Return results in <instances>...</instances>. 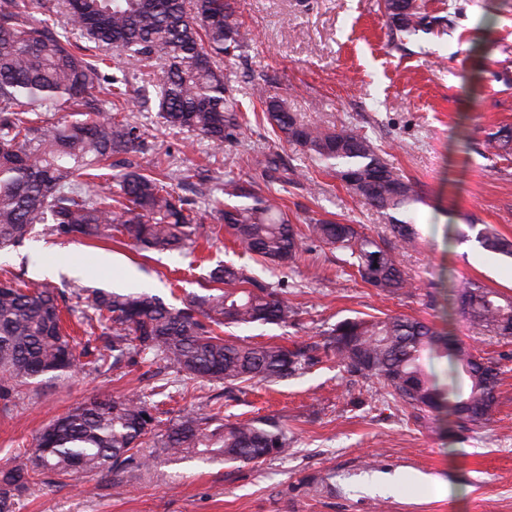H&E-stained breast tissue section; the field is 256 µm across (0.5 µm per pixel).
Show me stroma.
<instances>
[{
  "label": "stroma",
  "mask_w": 512,
  "mask_h": 512,
  "mask_svg": "<svg viewBox=\"0 0 512 512\" xmlns=\"http://www.w3.org/2000/svg\"><path fill=\"white\" fill-rule=\"evenodd\" d=\"M421 2L445 25L396 47L381 0H234L253 37L227 69L247 114L238 143L216 148L191 131L161 128L156 110L139 108L134 119L150 148L140 161L169 154L181 174L175 190L189 199L201 176L217 188L228 172L260 180L246 155L278 152L301 173L272 186L296 229L313 217L329 219L360 225L389 245V217L279 141L252 100L261 89L286 98L305 123L360 130L417 192V203L398 214L416 232L398 255L416 289L378 293L342 251L308 241L287 278L297 321L227 333L294 349L346 318L420 319L500 369L490 423L414 411L384 394L376 379L323 353L271 386L178 380L164 404L168 418L184 409L217 414L223 424L273 417L288 429V455L251 464H170L147 447L151 470L127 472L116 483L103 474L75 487L36 485L22 495L20 512H512V336L476 335L458 301L473 280L512 295V257L476 240L478 228L491 224L512 241V150L486 146L491 133L512 129V0ZM225 262L273 278L223 231L192 258L113 241L38 238L0 254V277L44 280L64 294L77 287L147 290L178 307L202 293L208 272ZM159 383L141 364L119 380L80 372L29 386L22 399L0 403V466L18 464L17 447L31 446L44 425L88 398L147 395Z\"/></svg>",
  "instance_id": "obj_1"
}]
</instances>
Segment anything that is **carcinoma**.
Returning a JSON list of instances; mask_svg holds the SVG:
<instances>
[{"instance_id":"cac0c4a2","label":"carcinoma","mask_w":512,"mask_h":512,"mask_svg":"<svg viewBox=\"0 0 512 512\" xmlns=\"http://www.w3.org/2000/svg\"><path fill=\"white\" fill-rule=\"evenodd\" d=\"M31 0H0V251L38 233L61 238L127 239L157 252L189 250L209 238L192 210L175 197L173 173L157 156L152 169L132 160L145 138L133 120L129 75L152 88L162 126L188 129L217 148L238 139L241 110L224 64L240 57L249 39L233 0H65L71 29L94 43L61 40L53 26L34 20ZM392 38L442 25L427 20L417 0H385ZM112 62L108 82L101 66ZM261 112L279 139L302 148L334 173L365 205L389 215L417 200L410 181L358 131L303 123L288 102L257 92ZM67 112L69 116L56 118ZM264 174L288 173L282 157L262 153ZM224 195L239 203L220 210L225 230L245 252L288 269L302 238L349 253L361 280L382 292L413 287L400 269L395 247H383L352 224L316 220L298 233L276 201L252 181L224 178ZM198 198L221 201L210 180L196 184ZM400 244L414 238L413 225L391 218ZM488 251L512 256V243L490 224L476 236ZM207 282L217 293L196 294L183 307L148 292L117 293L81 288L83 333L93 349L77 353L63 327L59 293L50 283L0 280V399L10 402L38 378L79 372L106 375L121 364L149 362L194 379L241 385L279 383L313 360L319 345L288 350L224 338L222 327L254 323L288 325L297 310L285 282H263L243 267L218 266ZM470 324L512 336V296L475 282L460 296ZM324 346L351 373L378 379L386 394L417 411L445 412L481 426L491 420L499 372L458 348L428 323L404 315L347 318L324 332ZM446 365V381L426 371L424 359ZM157 405L140 394L93 397L54 419L21 454L27 462L0 468V512H17L32 485L77 482L83 476L148 468L139 448L151 439L179 461L197 458L252 463L288 452V431L271 418L213 425L216 417L185 410L159 428Z\"/></svg>"}]
</instances>
